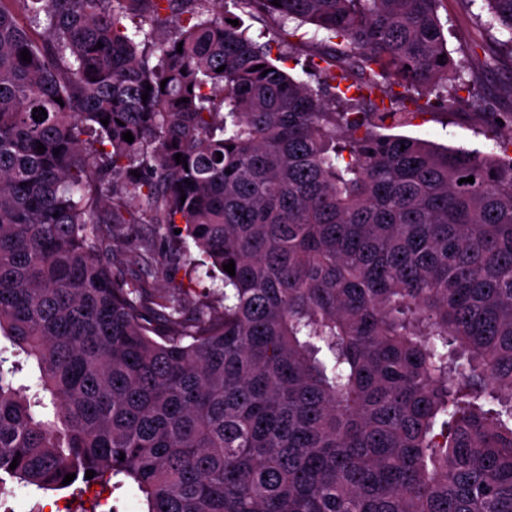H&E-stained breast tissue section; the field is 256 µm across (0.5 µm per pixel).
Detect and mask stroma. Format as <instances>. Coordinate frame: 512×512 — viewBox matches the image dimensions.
<instances>
[{"label":"stroma","mask_w":512,"mask_h":512,"mask_svg":"<svg viewBox=\"0 0 512 512\" xmlns=\"http://www.w3.org/2000/svg\"><path fill=\"white\" fill-rule=\"evenodd\" d=\"M484 0H476L472 8H465L461 0H443L439 15L447 32L448 49L455 59H468L471 76L479 78L488 102L495 111L512 112V97L501 95L502 85L512 82V59L503 58L487 63L485 55L467 57V47L479 33L472 16L486 13ZM258 43L270 53L271 60L296 80L316 84L317 76L308 70V55L311 45L300 47L296 53H289L280 39L276 24L264 17H245ZM485 124L480 115L468 107L450 112L438 111L419 116L412 125L403 128L406 136L419 137L439 146L485 149L488 139L484 133ZM112 263L117 276L133 281L145 289L155 301L174 289H183L182 308L186 314H194L206 290H216L220 281L210 279L205 267L200 266V252L189 248L180 252L169 251L165 246L157 225L118 224L114 227L111 244ZM68 501L70 508H77L79 500L71 490L48 491L39 494L26 493L23 496L4 495L0 497V512H55L57 501Z\"/></svg>","instance_id":"obj_1"}]
</instances>
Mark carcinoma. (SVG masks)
<instances>
[{
    "label": "carcinoma",
    "instance_id": "1",
    "mask_svg": "<svg viewBox=\"0 0 512 512\" xmlns=\"http://www.w3.org/2000/svg\"><path fill=\"white\" fill-rule=\"evenodd\" d=\"M442 2L235 0L323 34L313 87L223 0H0V490L512 512V133H385L463 105L512 126L461 78ZM485 2L470 51L512 58V0ZM140 223L194 243L217 304L115 279L112 225Z\"/></svg>",
    "mask_w": 512,
    "mask_h": 512
}]
</instances>
